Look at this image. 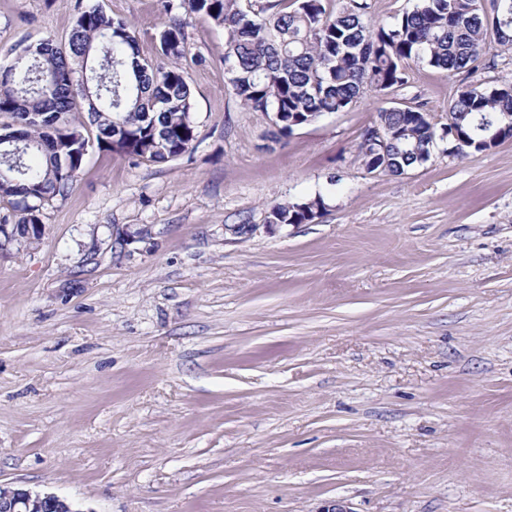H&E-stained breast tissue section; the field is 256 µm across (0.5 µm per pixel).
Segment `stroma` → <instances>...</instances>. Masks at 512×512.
<instances>
[{"label":"stroma","instance_id":"35a3bbf8","mask_svg":"<svg viewBox=\"0 0 512 512\" xmlns=\"http://www.w3.org/2000/svg\"><path fill=\"white\" fill-rule=\"evenodd\" d=\"M92 7L155 57L159 0H0V68ZM185 21L192 149H91L41 243L0 256V484L76 512H512V140L398 175L357 151L394 102L443 125L462 85L511 84L512 49L410 64L272 142L223 29ZM324 206L320 196L303 202L275 204L267 212L264 226L271 230L283 225L308 224L321 215Z\"/></svg>","mask_w":512,"mask_h":512}]
</instances>
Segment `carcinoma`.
Segmentation results:
<instances>
[{
    "label": "carcinoma",
    "mask_w": 512,
    "mask_h": 512,
    "mask_svg": "<svg viewBox=\"0 0 512 512\" xmlns=\"http://www.w3.org/2000/svg\"><path fill=\"white\" fill-rule=\"evenodd\" d=\"M420 0L390 27L372 29L363 20L366 0H347L332 13L325 0H165L168 20L157 52L168 64L142 55L132 26L98 8L80 12L67 44L50 37L24 44L23 60L0 72V151L23 148L0 159V250L38 244L43 211L73 188L89 150L96 147L153 164L169 163L197 139L193 97L183 63L204 62L191 54L182 13L207 16L227 33L229 84L240 103L259 112H279L269 132L274 141L325 113L342 112L364 89L390 91L407 83L406 67L424 62L458 74L495 44L512 48V0ZM89 72L88 89L74 83L76 69ZM75 112L86 119L74 120ZM438 129L424 104L380 110L387 128L389 172L429 160L423 147L437 131L451 153L489 148L487 140L512 138V84L463 86ZM381 145L364 137L358 156L367 172L380 168ZM325 202L275 204L267 224H308Z\"/></svg>",
    "instance_id": "cac0c4a2"
}]
</instances>
